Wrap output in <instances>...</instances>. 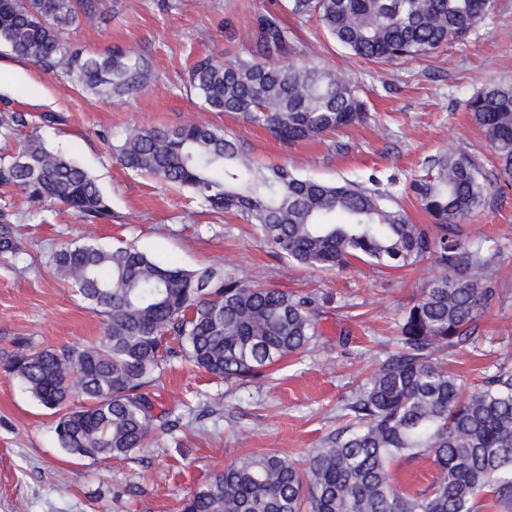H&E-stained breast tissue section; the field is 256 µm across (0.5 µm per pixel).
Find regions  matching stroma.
Instances as JSON below:
<instances>
[{"label": "stroma", "mask_w": 512, "mask_h": 512, "mask_svg": "<svg viewBox=\"0 0 512 512\" xmlns=\"http://www.w3.org/2000/svg\"><path fill=\"white\" fill-rule=\"evenodd\" d=\"M262 17L288 27L301 61L332 68L354 85L366 119L285 145L239 116L203 109L187 86L193 62L249 56ZM69 38L97 52L131 48L152 79L127 100H105L0 46V111L28 112L29 133L88 169L112 207L110 221L92 224L59 205L33 212L18 191L0 198L21 247L18 255L0 254V355L20 338L42 350L101 336V316L49 263L56 246L87 239L105 247L129 243L165 265L230 269L265 287L307 294L318 308L320 334L253 379H218L186 362L165 367L151 392L168 427L125 459L70 458L53 433V412L0 371V512H180L184 497L239 457L275 452L304 466L343 425L357 386L396 350L404 309L438 273L433 260L399 270L359 261L333 271L296 265L240 215L203 213L187 191L124 169L112 148L134 128L203 122L240 139L261 165L329 183L376 177L389 183L397 208L428 223L410 182L430 159L454 150L486 173L496 171L488 137L465 102L485 87L512 83V0H496L464 39L395 63L352 55L316 22L291 15L288 0H103L100 16ZM46 112L67 121L43 125ZM460 230L464 242L492 254L490 276L500 292L478 320V343L436 354L472 390L512 371V184L492 183L486 205Z\"/></svg>", "instance_id": "obj_1"}]
</instances>
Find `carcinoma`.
Instances as JSON below:
<instances>
[{"instance_id": "obj_1", "label": "carcinoma", "mask_w": 512, "mask_h": 512, "mask_svg": "<svg viewBox=\"0 0 512 512\" xmlns=\"http://www.w3.org/2000/svg\"><path fill=\"white\" fill-rule=\"evenodd\" d=\"M291 13L316 17L354 55L375 62L435 53L465 37L494 0H289ZM101 0H0V45L80 90L123 98L150 79L128 48L85 51L66 39L100 15ZM297 46L277 19H260L250 57H205L189 87L213 112L240 116L285 144L319 138L365 118L344 77L296 61ZM497 155L498 178L512 181V85L490 86L466 102ZM29 125L0 113V136ZM125 169L189 191L212 212L240 213L288 260L333 270L359 260L402 268L432 256L441 273L405 311L399 349L355 393L348 424L330 433L299 469L276 453L236 459L184 500L182 512H477L480 503L512 512V374L465 393L436 361L438 350L474 343L477 319L493 300L491 256L460 238L459 223L485 206L487 175L450 151L432 159L429 179L412 183L433 227L414 224L393 196L345 180L328 184L284 166L261 168L221 129L186 123L135 130L115 148ZM0 190L40 208L57 203L94 223L112 218L95 177L35 136L0 155ZM14 228L0 214V252L17 254ZM52 266L104 318L91 343L32 351L23 341L0 357L41 406L54 411L60 448L75 459L126 457L165 426L144 388L163 366L184 360L211 375L241 379L303 350L318 336L308 295L252 284L227 269L161 265L133 245L94 242L53 250ZM403 457H424L439 477L407 492L389 474Z\"/></svg>"}]
</instances>
